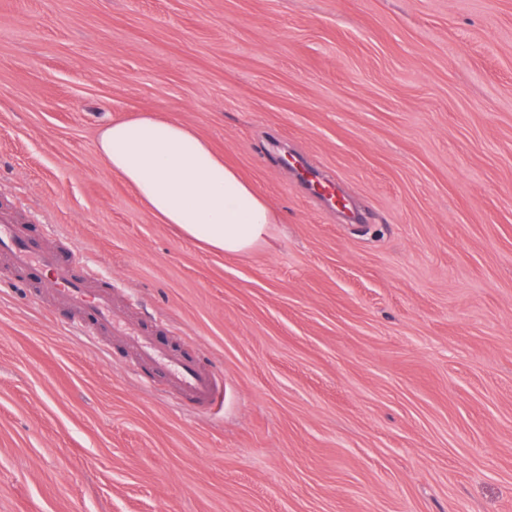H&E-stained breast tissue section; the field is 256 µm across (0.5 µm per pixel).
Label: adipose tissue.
I'll return each mask as SVG.
<instances>
[{"mask_svg": "<svg viewBox=\"0 0 512 512\" xmlns=\"http://www.w3.org/2000/svg\"><path fill=\"white\" fill-rule=\"evenodd\" d=\"M97 147L161 223L226 254L263 243L278 216L191 127L152 112L105 124Z\"/></svg>", "mask_w": 512, "mask_h": 512, "instance_id": "ef3b65f1", "label": "adipose tissue"}]
</instances>
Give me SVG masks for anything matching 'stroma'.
<instances>
[{
  "label": "stroma",
  "mask_w": 512,
  "mask_h": 512,
  "mask_svg": "<svg viewBox=\"0 0 512 512\" xmlns=\"http://www.w3.org/2000/svg\"><path fill=\"white\" fill-rule=\"evenodd\" d=\"M139 112L269 200L266 243L142 206L97 150ZM0 203L224 376L187 409L1 290L0 512H512V0H0Z\"/></svg>",
  "instance_id": "obj_1"
}]
</instances>
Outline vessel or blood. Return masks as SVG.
Here are the masks:
<instances>
[{"instance_id":"obj_1","label":"vessel or blood","mask_w":512,"mask_h":512,"mask_svg":"<svg viewBox=\"0 0 512 512\" xmlns=\"http://www.w3.org/2000/svg\"><path fill=\"white\" fill-rule=\"evenodd\" d=\"M0 255L8 262L1 288L49 289L70 313L111 330L114 343L129 360L162 377L179 399L205 410L220 398L224 382L217 371L172 348L163 339L162 326L129 318L111 288H93L88 278L77 273L78 256L39 247L6 207H0Z\"/></svg>"}]
</instances>
